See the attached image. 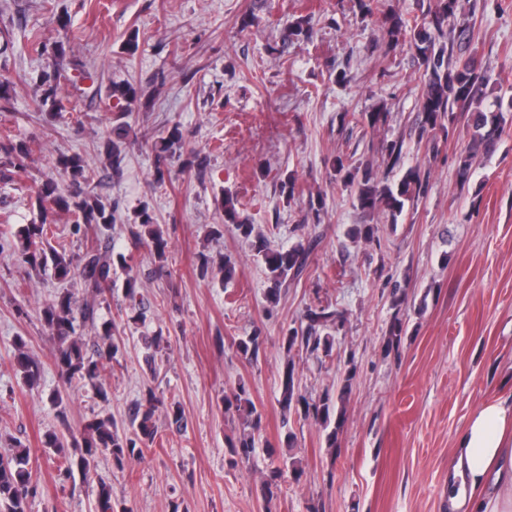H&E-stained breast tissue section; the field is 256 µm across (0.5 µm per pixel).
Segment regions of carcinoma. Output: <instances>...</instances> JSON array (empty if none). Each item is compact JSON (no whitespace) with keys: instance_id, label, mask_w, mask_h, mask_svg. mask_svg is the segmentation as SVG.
I'll use <instances>...</instances> for the list:
<instances>
[{"instance_id":"carcinoma-1","label":"carcinoma","mask_w":512,"mask_h":512,"mask_svg":"<svg viewBox=\"0 0 512 512\" xmlns=\"http://www.w3.org/2000/svg\"><path fill=\"white\" fill-rule=\"evenodd\" d=\"M467 16L464 0H435L423 13L421 21L410 25L399 18L388 30L390 41L409 42L424 66L419 95L423 114L420 136L427 139L430 149L438 148L437 134L447 138L454 131L456 113L470 114L472 137L467 146L469 157L462 159L459 164V175L463 178L469 175L470 157L478 153L488 155L495 151L503 123L502 103H497L493 111L477 107L483 89L489 85L485 72L479 70L471 60L463 63L453 61L456 36L470 29ZM55 79L54 70L42 77L38 105L59 112L63 104L57 95ZM110 97L122 99L130 106L137 101V92L129 83H114L110 88ZM127 116L126 112H117L113 116L112 143L107 145V161L115 174L120 173L124 159L121 146L132 133V126L126 121ZM180 139L179 127L175 125L167 136L155 142L158 159H166V154ZM1 153L7 164L14 169L23 168L28 159L27 152L9 139H0ZM61 164L64 175L69 178V191H64L57 181L50 178L39 190L41 203L73 208L75 235L93 225L113 224L115 213L106 209L98 198L80 191L81 183L90 181L94 171L86 168L77 157H64ZM331 167L342 176L345 185L352 189L362 210L384 212L394 222L402 214L405 204L414 203L427 189L425 177L416 168L407 169L399 183L391 186L376 180L369 164L360 160L346 162L337 157L331 162ZM236 203L237 199L232 194H224V222L237 225L243 237L252 239L254 256L268 271L271 286L268 288L267 299L275 303L282 290L288 288V282L298 278L306 268L310 248L301 242L286 250L272 248L264 235L254 233L253 225L239 223ZM138 218L139 223L131 226L130 234L136 243L152 247L153 257L162 270L168 262L167 242L147 211H141ZM21 254L30 265L40 269L50 267L58 279L76 280L85 290L97 296L112 289L111 259L107 253L98 248H90L80 254L67 251L63 243L54 246L44 224H33L25 230ZM74 310V296L67 288L42 310V320L56 345L55 365L65 383L88 382L98 397L106 402L108 391L100 382V377L104 371L103 360L114 358L120 349L119 343L115 342L116 325H104L103 332L99 334L96 356L93 357L87 354L82 338L76 335ZM304 319L305 326L291 327L283 334L282 347L285 352H291L298 345L310 353L321 350L327 355L331 354L335 338L326 329L341 325V315L328 307L316 306L307 309ZM261 346L262 338L255 332L239 339L237 353L242 359L253 363L258 360ZM15 347L16 365L25 383L36 385L42 373L41 364L24 351L25 341L22 337H17ZM158 403L154 391L148 390L144 399L135 406L130 433L119 431L110 417L95 418L84 426L81 438L73 436L66 439L51 433L46 436L44 447L58 456L60 467L66 474L77 468L84 475H89L100 454L110 456L114 465L123 468L137 461L143 455V448L154 443L157 436L154 415ZM279 404L285 417L293 410L325 428L331 423L332 397L327 393L322 399L311 403L296 391L294 365L291 362L286 363L283 371ZM224 408L228 411H244L251 417L237 440L230 443L227 464L235 468L239 462L251 457L260 442V416L243 383L239 384L235 392L224 396ZM279 460L280 465L269 471L262 486L263 498L268 503L286 476L298 481L304 474L301 461L284 454L279 456ZM36 492L37 481L32 471L30 450L21 448L8 455L1 454L0 512H27L28 500Z\"/></svg>"}]
</instances>
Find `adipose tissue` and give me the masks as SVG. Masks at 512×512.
<instances>
[{"label":"adipose tissue","instance_id":"adipose-tissue-1","mask_svg":"<svg viewBox=\"0 0 512 512\" xmlns=\"http://www.w3.org/2000/svg\"><path fill=\"white\" fill-rule=\"evenodd\" d=\"M448 512H512V400L485 403L457 436Z\"/></svg>","mask_w":512,"mask_h":512}]
</instances>
